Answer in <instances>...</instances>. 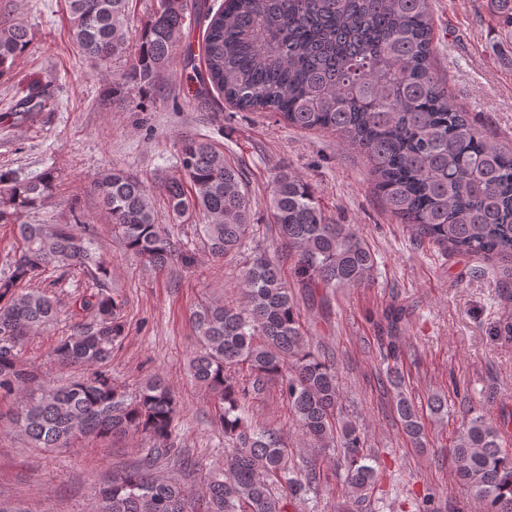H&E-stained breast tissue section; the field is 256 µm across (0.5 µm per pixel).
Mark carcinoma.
Wrapping results in <instances>:
<instances>
[{"mask_svg":"<svg viewBox=\"0 0 512 512\" xmlns=\"http://www.w3.org/2000/svg\"><path fill=\"white\" fill-rule=\"evenodd\" d=\"M68 2L71 39L84 56L97 64L130 56L110 85L112 98L132 90L149 97L178 53L190 63L192 50L181 45L186 0H156L133 38L132 0ZM483 7L512 36V0H484ZM205 19L206 74L224 100L242 111L274 112L302 130L336 132L366 155L374 189L414 239L476 257L512 282V150L489 143L455 103L436 67L429 0H223ZM29 45L24 26L0 27V77ZM176 168L161 184L172 220H201L195 233L215 259L240 253L254 225L245 171L200 137L180 141ZM56 180L52 169L32 180L0 170V225H11L19 240L0 272V399L16 400L9 421L32 448L62 451L83 439L128 434L151 443L135 466L95 494L91 512H287L332 482L351 507L366 505L377 471L364 432L343 414L334 360L313 348L281 273L291 259L304 288H368L377 261L359 234L327 217L302 176L275 174L266 208L278 250L253 256L239 283V306L208 299L192 312L197 345L189 371L212 398L224 435V470L209 477L199 497L159 473L168 459L202 467L175 441L181 409L164 374L129 396L103 372L57 385L25 356L28 336L59 314L53 296L26 288L51 270L81 272L94 286L75 300L77 322L53 349L60 368L107 363L126 332L97 227L77 215L57 224L19 223L44 206ZM93 188L127 251L156 270L174 258L195 263L157 222L153 190L140 177L112 166ZM85 314L93 323L80 321ZM402 316L391 305L379 321L385 378L378 383L393 393L402 433L424 448V415L400 371ZM272 380L308 447L337 452L333 467L314 460L296 470L279 430L254 429L246 402ZM501 441L499 427L474 414L452 448L455 476L485 512H512V453Z\"/></svg>","mask_w":512,"mask_h":512,"instance_id":"obj_1","label":"carcinoma"}]
</instances>
